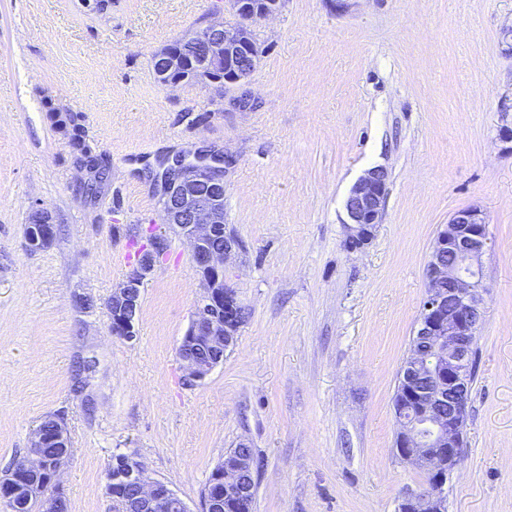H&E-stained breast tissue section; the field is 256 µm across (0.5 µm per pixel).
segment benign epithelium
<instances>
[{"label":"benign epithelium","instance_id":"benign-epithelium-1","mask_svg":"<svg viewBox=\"0 0 512 512\" xmlns=\"http://www.w3.org/2000/svg\"><path fill=\"white\" fill-rule=\"evenodd\" d=\"M240 19L236 24L207 25L186 41L163 46L155 54L157 75L163 85L191 78L206 86L243 88L258 65L263 49L253 39L250 25L273 15L279 0H229ZM219 156L201 150L194 161L177 162L165 174L160 198L167 229L186 239L190 260L202 288L189 329L178 354L186 379L204 380L224 361L235 344L247 311L224 281V265L240 249L237 239L224 234V175ZM388 173L372 168L353 185L346 200L349 241L364 245L382 222L387 199ZM56 225L45 210L30 216L26 247L45 248L55 237ZM167 244L164 236L145 243L137 263L113 290L107 307L112 335L132 341L141 307L142 288L154 271L156 254ZM490 237L484 213L475 207L455 212L437 234L426 267V295L413 337L416 346L403 362L399 379L404 401L397 410V451L402 459L423 470L428 483L404 495L398 512H446L448 476L460 464L463 423L469 403L471 348L482 321L481 258ZM448 403V417L435 408ZM55 429L34 432L28 455L15 460L0 476V504L16 507L18 484L31 473H47V482L59 488L62 466L47 467L41 449L48 446L70 453L64 419L53 416ZM252 462L240 459L212 470L202 498V512H225L226 495L243 500L252 492L240 479V470ZM106 493L119 512H190L186 502L165 482L152 478L131 454L113 457L106 474Z\"/></svg>","mask_w":512,"mask_h":512}]
</instances>
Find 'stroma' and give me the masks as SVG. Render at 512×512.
I'll return each mask as SVG.
<instances>
[{"instance_id":"35a3bbf8","label":"stroma","mask_w":512,"mask_h":512,"mask_svg":"<svg viewBox=\"0 0 512 512\" xmlns=\"http://www.w3.org/2000/svg\"><path fill=\"white\" fill-rule=\"evenodd\" d=\"M237 18L227 0H0V473L64 415L67 512H113L105 476L134 455L201 512L227 449L247 441L254 512H395L422 470L394 450L393 396L434 239L475 207L492 241L464 453L447 512H512V0H282L252 34L240 92L162 85L155 53ZM84 116L108 163L95 193L55 128ZM224 154L225 282L248 311L202 382L178 356L201 293L188 242L144 285L137 337L107 301L161 221L162 175ZM388 172L383 221L350 248L345 199ZM52 243L25 245L33 209Z\"/></svg>"}]
</instances>
